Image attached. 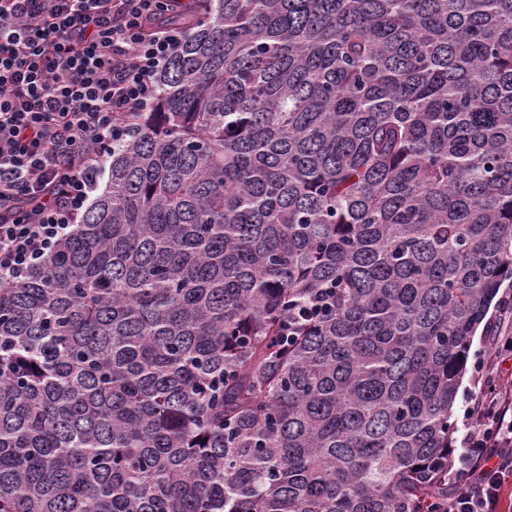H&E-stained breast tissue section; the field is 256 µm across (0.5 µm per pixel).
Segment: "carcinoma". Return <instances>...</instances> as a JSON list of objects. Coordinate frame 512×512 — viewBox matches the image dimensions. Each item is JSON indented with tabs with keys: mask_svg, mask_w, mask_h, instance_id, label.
Segmentation results:
<instances>
[{
	"mask_svg": "<svg viewBox=\"0 0 512 512\" xmlns=\"http://www.w3.org/2000/svg\"><path fill=\"white\" fill-rule=\"evenodd\" d=\"M105 189L0 282V512H433L512 283V0H190ZM512 288L510 285L505 282L500 288L499 293L493 304L491 305L489 312L483 321V323L478 328L475 336L473 337L472 348L470 352V358L467 366V370L462 379L461 386L459 388L457 403L455 406L454 419L457 424V429H460L462 424L463 412L466 405L469 403L471 398H474L476 394H478L481 389H485L484 379L477 378L474 375V372L471 367L472 357L473 355H477L480 352L484 351H499V357L497 359V367L492 373V380L494 383L496 382L497 387L502 384L512 383V352L511 348H505L502 346L503 342H500L498 339V332H494L492 330L491 323L498 312V300L501 299L505 295L506 292H509ZM510 310V315L512 316V293L506 294L500 303V316L507 315ZM489 324V331L487 336L485 334V330H483L484 324ZM495 353H483L479 357L475 358L473 363V369L475 372L483 376L485 372H487L493 364L495 359Z\"/></svg>",
	"mask_w": 512,
	"mask_h": 512,
	"instance_id": "1",
	"label": "carcinoma"
}]
</instances>
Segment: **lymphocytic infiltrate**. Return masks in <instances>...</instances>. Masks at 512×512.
Instances as JSON below:
<instances>
[{
    "mask_svg": "<svg viewBox=\"0 0 512 512\" xmlns=\"http://www.w3.org/2000/svg\"><path fill=\"white\" fill-rule=\"evenodd\" d=\"M178 0H0V281L17 282L77 223L185 29ZM442 512H500L512 479V387L464 413Z\"/></svg>",
    "mask_w": 512,
    "mask_h": 512,
    "instance_id": "lymphocytic-infiltrate-1",
    "label": "lymphocytic infiltrate"
}]
</instances>
